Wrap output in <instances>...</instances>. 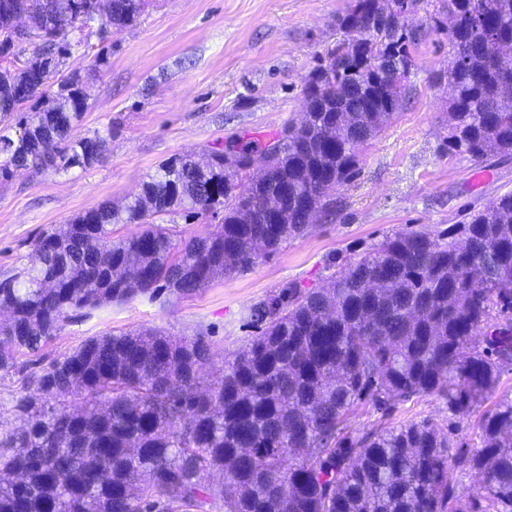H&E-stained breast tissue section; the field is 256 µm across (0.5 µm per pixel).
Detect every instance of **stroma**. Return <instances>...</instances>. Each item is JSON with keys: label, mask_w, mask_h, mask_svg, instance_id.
Returning <instances> with one entry per match:
<instances>
[{"label": "stroma", "mask_w": 512, "mask_h": 512, "mask_svg": "<svg viewBox=\"0 0 512 512\" xmlns=\"http://www.w3.org/2000/svg\"><path fill=\"white\" fill-rule=\"evenodd\" d=\"M441 0H419L410 17L420 38L412 50L406 97L393 120L360 147L351 181L337 186L328 213L246 272L215 279L194 296L136 299L71 314L44 345L47 365L86 339L157 328L204 335L209 384L225 356L255 328L251 309L291 284L323 286L346 261L384 236L439 232L461 224L497 196L512 193V153L481 161L448 153L449 25ZM354 0H147L138 21L105 43L91 105L71 139L109 133L92 166L61 173L14 171L0 180V279L33 258L47 229L109 202L122 204L166 159L200 155L248 139L257 145L299 121L309 73L344 36L340 18ZM448 422L445 401L427 396L389 412L359 408L354 429L384 430L406 420Z\"/></svg>", "instance_id": "stroma-1"}]
</instances>
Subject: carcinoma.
<instances>
[{
	"label": "carcinoma",
	"mask_w": 512,
	"mask_h": 512,
	"mask_svg": "<svg viewBox=\"0 0 512 512\" xmlns=\"http://www.w3.org/2000/svg\"><path fill=\"white\" fill-rule=\"evenodd\" d=\"M448 151L512 152V0H446ZM146 0H0V177L98 161L106 137L70 138L100 55L64 61L91 35L132 25ZM387 0H355L347 38L310 73L309 123L248 184L227 150L170 158L121 206L104 202L44 232L34 260L0 282V373L36 353L70 314L136 298L194 295L279 252L353 174L360 146L394 118L418 31L384 21ZM223 214L219 232L178 243L162 220ZM139 233L115 235L114 226ZM256 335L206 388L203 336L148 328L87 339L24 377L0 431V512H512V193L436 234L385 236L321 288L291 285L251 310ZM425 396L457 417L493 404L470 442L448 422L357 432L363 405ZM82 399L70 412L64 402ZM480 476L473 492L460 488Z\"/></svg>",
	"instance_id": "carcinoma-1"
}]
</instances>
